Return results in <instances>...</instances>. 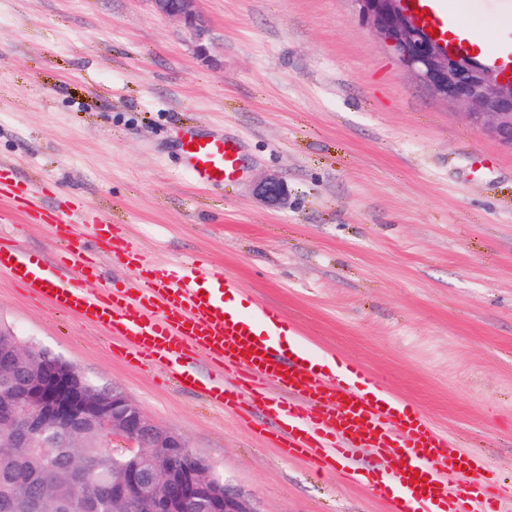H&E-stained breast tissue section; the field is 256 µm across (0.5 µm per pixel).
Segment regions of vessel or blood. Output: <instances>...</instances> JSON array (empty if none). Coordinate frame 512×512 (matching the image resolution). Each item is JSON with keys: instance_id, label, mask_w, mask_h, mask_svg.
Instances as JSON below:
<instances>
[{"instance_id": "1", "label": "vessel or blood", "mask_w": 512, "mask_h": 512, "mask_svg": "<svg viewBox=\"0 0 512 512\" xmlns=\"http://www.w3.org/2000/svg\"><path fill=\"white\" fill-rule=\"evenodd\" d=\"M428 29L455 24L439 0H411ZM184 163L200 185L234 178L242 145L221 131L190 133ZM45 213L33 185L0 177V197ZM47 227L62 244L49 260L0 242V273L55 312L95 325L114 340L127 362L164 369L182 389H197L208 402L240 413L252 402L266 418L260 433L284 457L305 459L323 473L381 490L385 512H512V486L494 487L483 456L450 451L447 432L431 425L412 404L377 384L350 359L325 363L281 309L246 296L238 278L203 260L162 268L130 241L113 237L107 250L129 274L122 286L88 291L98 265L77 232L88 209L70 204L65 215L47 213ZM293 338L283 348L279 338ZM205 357L232 379L199 384L185 362ZM364 448L374 471L354 464Z\"/></svg>"}]
</instances>
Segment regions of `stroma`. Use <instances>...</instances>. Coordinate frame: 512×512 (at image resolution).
<instances>
[{"label":"stroma","mask_w":512,"mask_h":512,"mask_svg":"<svg viewBox=\"0 0 512 512\" xmlns=\"http://www.w3.org/2000/svg\"><path fill=\"white\" fill-rule=\"evenodd\" d=\"M209 60L149 0H0V164L51 211L103 214L154 263L202 255L359 361L512 482V149L479 135L350 0H202ZM241 139L242 174L195 186L186 128ZM268 174L284 203L259 201ZM56 237L0 201V238ZM0 330L120 389L259 512H384L366 486L279 455L197 392L0 274Z\"/></svg>","instance_id":"1"}]
</instances>
